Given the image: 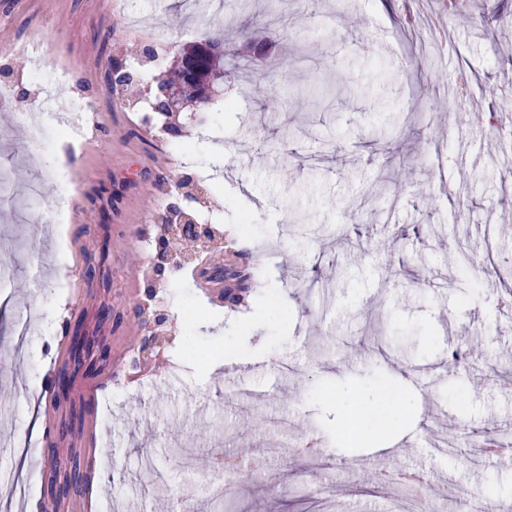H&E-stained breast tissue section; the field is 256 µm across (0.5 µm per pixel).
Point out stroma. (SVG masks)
I'll use <instances>...</instances> for the list:
<instances>
[{"label":"stroma","mask_w":512,"mask_h":512,"mask_svg":"<svg viewBox=\"0 0 512 512\" xmlns=\"http://www.w3.org/2000/svg\"><path fill=\"white\" fill-rule=\"evenodd\" d=\"M440 17L445 40L432 39ZM268 30L271 79L254 90L231 41L203 106L181 102L179 135L146 126L156 77L207 23L243 21ZM167 29L166 44L154 32ZM40 41L44 75L69 68L61 94L93 98L87 144L74 154L47 129L23 134L0 111V441L23 448L0 463L25 472L22 492H0V512H40L47 435L64 419L51 405L59 340L82 317L107 335L112 368L89 391L76 378L82 425L71 439L93 461L90 488L56 512H172L178 489L199 484L183 512H458L474 497L492 512L512 498V455L474 462L484 436L512 441V135L467 126L459 104L512 114V0H471L466 19L441 0H0V65L24 107L31 91L26 43ZM154 62L140 66L139 51ZM141 89L112 87L113 57ZM341 75L331 106L300 98L314 77ZM213 173L206 207L224 231L219 259L200 254L168 288L173 317L160 378L125 379L146 331L140 268L131 253L163 214L160 181L176 183L179 149ZM493 155H485L486 146ZM40 205L59 190L65 222L28 224V185ZM112 216L107 264L118 328L100 321L92 293L72 297L83 276L78 246ZM230 268L234 298L204 271ZM317 451H304L310 439ZM257 449V465L212 492L215 452ZM154 458L146 469L144 454ZM424 472L430 495L413 501L372 481L381 471Z\"/></svg>","instance_id":"stroma-1"}]
</instances>
